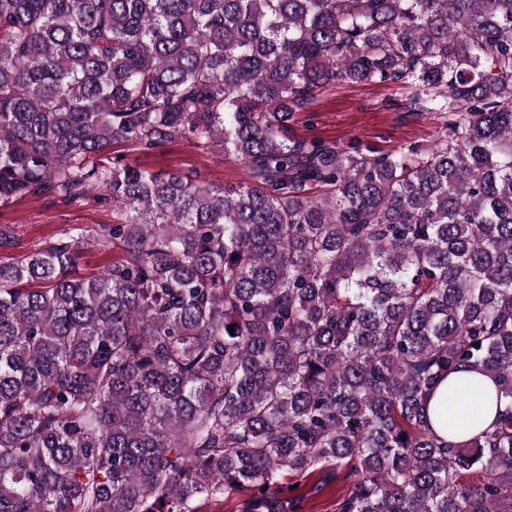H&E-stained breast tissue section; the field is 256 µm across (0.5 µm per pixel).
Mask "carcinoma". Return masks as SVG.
Listing matches in <instances>:
<instances>
[{
    "label": "carcinoma",
    "instance_id": "1",
    "mask_svg": "<svg viewBox=\"0 0 512 512\" xmlns=\"http://www.w3.org/2000/svg\"><path fill=\"white\" fill-rule=\"evenodd\" d=\"M361 84L430 143L288 137ZM176 139L248 180L111 158ZM90 187L111 225L0 263V512H303L339 470L336 512H512V0H0V204ZM465 367L498 415L456 445ZM79 272L93 276L112 262V251H104L92 241L80 249ZM458 379L475 380L481 385L483 389V398L476 408L477 411L481 414L484 427L489 425L494 420L495 417V405L493 400V396L495 393L494 384L490 380V378L486 376L466 371L455 373L451 375L449 378H446L430 398L428 402V415L432 425L436 429L440 430L439 415L444 394L446 393V396H448V384L453 383ZM320 479V474L316 473L309 477L288 478V483L298 485L293 494L304 495L306 509L303 512H335L333 504L336 497L346 493L349 484L343 480V474H339L333 482L321 492H312L313 487ZM249 492L226 494L220 501H202L200 512H243Z\"/></svg>",
    "mask_w": 512,
    "mask_h": 512
}]
</instances>
